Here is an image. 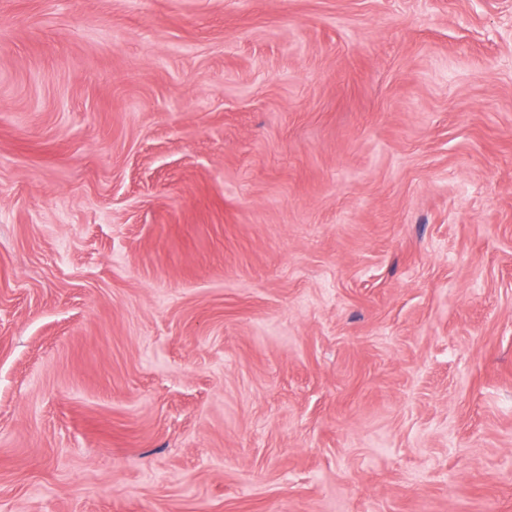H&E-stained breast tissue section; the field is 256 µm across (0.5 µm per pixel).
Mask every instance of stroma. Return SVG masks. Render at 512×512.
Wrapping results in <instances>:
<instances>
[{
  "label": "stroma",
  "mask_w": 512,
  "mask_h": 512,
  "mask_svg": "<svg viewBox=\"0 0 512 512\" xmlns=\"http://www.w3.org/2000/svg\"><path fill=\"white\" fill-rule=\"evenodd\" d=\"M0 512H512V0H0Z\"/></svg>",
  "instance_id": "stroma-1"
}]
</instances>
